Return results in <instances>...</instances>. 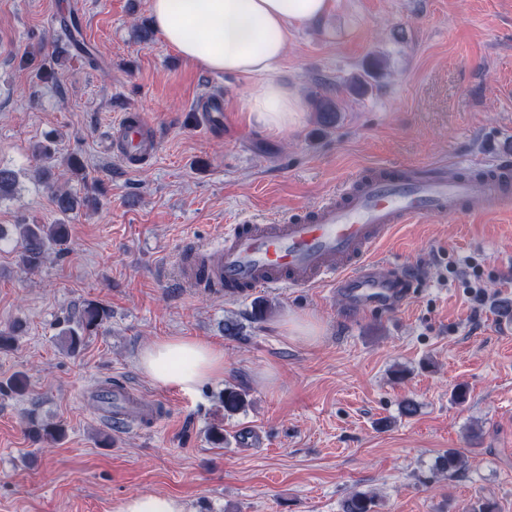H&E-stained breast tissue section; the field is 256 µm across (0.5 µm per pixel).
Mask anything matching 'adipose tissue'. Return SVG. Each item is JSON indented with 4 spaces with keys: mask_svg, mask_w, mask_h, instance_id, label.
<instances>
[{
    "mask_svg": "<svg viewBox=\"0 0 512 512\" xmlns=\"http://www.w3.org/2000/svg\"><path fill=\"white\" fill-rule=\"evenodd\" d=\"M330 0H150L153 25L183 57L213 72L257 80L246 101L250 122L270 132L300 123L301 97L276 73L291 29L316 23ZM162 387L188 392L224 377V352L190 336L153 342L137 359Z\"/></svg>",
    "mask_w": 512,
    "mask_h": 512,
    "instance_id": "adipose-tissue-1",
    "label": "adipose tissue"
}]
</instances>
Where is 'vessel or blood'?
Masks as SVG:
<instances>
[{"label": "vessel or blood", "mask_w": 512, "mask_h": 512, "mask_svg": "<svg viewBox=\"0 0 512 512\" xmlns=\"http://www.w3.org/2000/svg\"><path fill=\"white\" fill-rule=\"evenodd\" d=\"M158 140L150 121L125 114L112 126V155L134 168L154 157ZM512 208V158L479 174H430L428 166L380 169L355 176L340 193L305 213L229 225L221 240L182 250L179 272L189 288L233 297L276 288H321L342 294L356 309L396 306L408 300L418 278L412 265L385 275L375 257L395 225L436 218L476 217ZM105 421L119 427L154 426L165 413L120 383Z\"/></svg>", "instance_id": "vessel-or-blood-1"}]
</instances>
